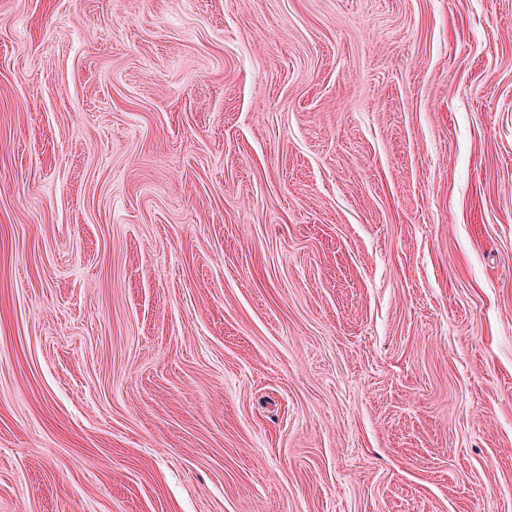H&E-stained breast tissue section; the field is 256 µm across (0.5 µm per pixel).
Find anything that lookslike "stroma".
<instances>
[{
    "mask_svg": "<svg viewBox=\"0 0 512 512\" xmlns=\"http://www.w3.org/2000/svg\"><path fill=\"white\" fill-rule=\"evenodd\" d=\"M0 512H512V0H0Z\"/></svg>",
    "mask_w": 512,
    "mask_h": 512,
    "instance_id": "35a3bbf8",
    "label": "stroma"
}]
</instances>
